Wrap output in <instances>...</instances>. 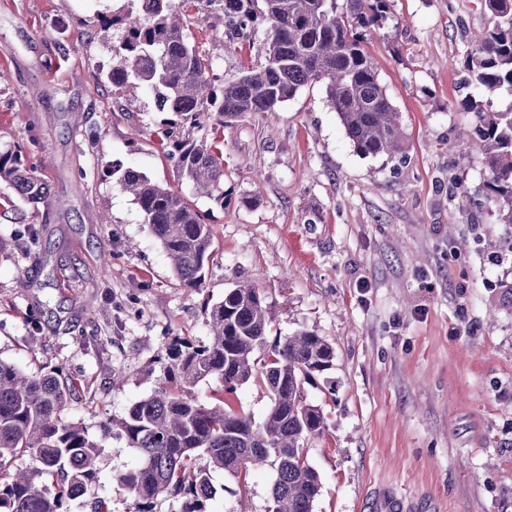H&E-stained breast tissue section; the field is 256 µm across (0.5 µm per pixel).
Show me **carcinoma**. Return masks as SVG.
Listing matches in <instances>:
<instances>
[{
	"label": "carcinoma",
	"mask_w": 512,
	"mask_h": 512,
	"mask_svg": "<svg viewBox=\"0 0 512 512\" xmlns=\"http://www.w3.org/2000/svg\"><path fill=\"white\" fill-rule=\"evenodd\" d=\"M224 0L229 31L212 37L227 49L234 39L262 24L265 60L244 65L215 86L211 62L189 38L178 0H140L100 20V31L120 30L112 44L107 78L154 93L157 110L195 118L205 110L224 125L247 112H274L304 86L326 85L328 98L356 152L396 157L406 149L401 116L381 84L368 44L387 20L390 0ZM485 26L470 37L466 67L477 89L512 93V0H474ZM478 118L474 144L485 160V200L495 204L499 223L512 235V109ZM180 177L193 191L224 207V154L208 143L170 144ZM0 182L25 201L44 204L50 185L27 165L21 148H0ZM133 197L150 233L160 242L187 288L204 284L211 258L212 229L185 196L128 170L119 179ZM209 341L178 338L169 348L171 385L158 387L126 414L117 427L140 463L117 476L135 512H151L160 496L179 498L181 512H208L218 494L212 473L246 478L252 468L271 466L275 479L266 512H314L321 492L319 472L308 461L307 442L324 435L321 407L307 401L305 384L333 366L335 352L322 337L298 331L272 346L270 303L242 281L204 306ZM217 376L222 396L211 406L191 388ZM266 390L271 406L260 422L234 408L228 396L245 385ZM75 385L58 369L31 375L0 360V471L19 454L29 467L0 480V512H67V501L99 481L100 449L79 422L60 413Z\"/></svg>",
	"instance_id": "carcinoma-1"
}]
</instances>
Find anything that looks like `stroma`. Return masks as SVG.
Segmentation results:
<instances>
[{"label":"stroma","mask_w":512,"mask_h":512,"mask_svg":"<svg viewBox=\"0 0 512 512\" xmlns=\"http://www.w3.org/2000/svg\"><path fill=\"white\" fill-rule=\"evenodd\" d=\"M122 4L0 0V146L22 147L51 188L35 208L0 185V359L81 385L62 419L98 443L99 481L69 512H91L98 496L133 512L116 476L139 457L103 424L166 382L174 338L208 342L205 302L241 280L272 304L269 341L310 330L335 349L305 388L329 424L307 444L322 482L315 512H373L382 492L403 512H512V309L501 296L512 250L494 206L465 213L450 196L456 184L485 194L470 100L512 109L511 92L465 83L468 36L485 22L472 0H390L368 45L402 114V158L357 153L321 83L218 128L203 116L169 125L151 92L106 77L99 21ZM183 10L215 73L263 63L262 30L217 51L221 11L197 0ZM169 133L224 143L228 202L189 198L213 232L197 290L118 184L133 169L187 190L161 148ZM273 475L214 472L224 492L209 512H265Z\"/></svg>","instance_id":"35a3bbf8"}]
</instances>
